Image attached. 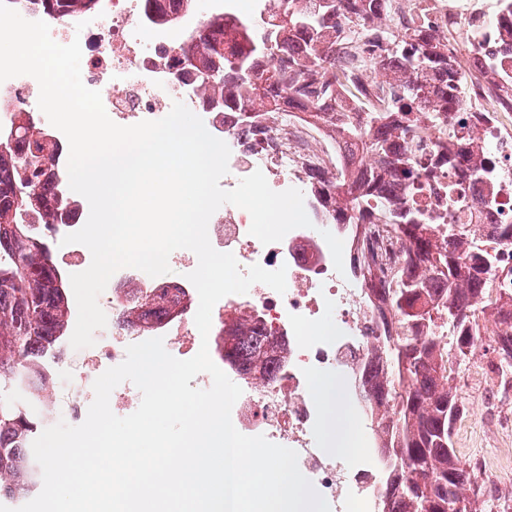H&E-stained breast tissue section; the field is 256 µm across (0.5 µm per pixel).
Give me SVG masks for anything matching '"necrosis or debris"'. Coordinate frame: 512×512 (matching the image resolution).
<instances>
[{
    "mask_svg": "<svg viewBox=\"0 0 512 512\" xmlns=\"http://www.w3.org/2000/svg\"><path fill=\"white\" fill-rule=\"evenodd\" d=\"M28 20H44L52 39L62 45L79 41L82 47V80L100 91L103 106L116 124L129 126L143 120L165 117L174 102L180 101L198 115L207 131L230 148L228 172L220 181L224 189L262 171L275 191L304 189L305 169L330 171L338 162L336 145L324 130L309 124L300 113L288 121L279 115L264 114L255 121L253 133L241 134L223 113L210 112L199 104V89L183 77L181 49L190 45L199 26L216 10L221 0H192L180 5L171 21L152 18L146 0H100L98 8L82 18L62 21L48 18L34 7H22L20 0H6ZM86 27H79V20ZM39 85L30 76L10 78L0 83V131L9 132L16 123L17 109H24L38 121L52 140L66 144L65 135L52 126L40 111ZM485 147L483 159L499 183L496 203L472 210L483 193L481 182L471 179L461 167L447 163L460 144L449 137L447 152L429 145L418 153L421 167L431 169L430 178L419 179L412 199L427 211L448 205L447 191H455L470 202L459 221L467 228L483 224L512 222V113L489 112L476 129ZM76 211L66 224L56 225L52 237L56 254L65 273L72 274L90 265L91 253L81 244H64L66 235L83 227L89 204L76 196ZM250 214L231 204L213 215L208 235L213 248L235 256L241 269L260 265L267 270L286 268L287 289L277 293L262 283L253 284L244 294H231L213 308L212 323H230L245 314L259 313L268 333L288 339V352L281 358L277 377L266 388L254 379L227 369L242 395L234 404L231 419L247 436L262 435L269 441L291 448L298 454L301 473L331 512H378L380 487L378 467L372 456L361 455L346 461L329 442L336 423L329 420L310 380L323 376L348 386L358 406L370 402L368 363L370 341L380 335L382 325L373 304L372 287H394V276L403 256L398 239L386 227H351L341 234L332 224L296 228L278 242L262 244L250 235ZM373 269L372 279H364L363 264ZM198 264L192 251L178 249L169 256V273L152 277L143 271L124 267L112 277L98 303L107 316L99 329L98 343L87 350L80 362L46 356L43 365L58 382L53 397L60 408L56 420L81 424L94 399L93 383L104 369L119 365L128 345L140 342V333L123 322L128 302L119 288L134 283L138 288L176 290L183 310L155 329L166 350L186 360L198 352L201 336L195 325L198 293L187 275Z\"/></svg>",
    "mask_w": 512,
    "mask_h": 512,
    "instance_id": "necrosis-or-debris-1",
    "label": "necrosis or debris"
}]
</instances>
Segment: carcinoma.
I'll list each match as a JSON object with an SVG mask.
<instances>
[{"label": "carcinoma", "mask_w": 512, "mask_h": 512, "mask_svg": "<svg viewBox=\"0 0 512 512\" xmlns=\"http://www.w3.org/2000/svg\"><path fill=\"white\" fill-rule=\"evenodd\" d=\"M49 14L73 17L96 0H29ZM389 0H255L257 18L229 7L211 16L195 35L200 50L184 58L211 76L197 82L201 98L219 97L218 112H232L247 126L257 112H301L310 123L350 149L353 162L334 176H313L310 206L329 224H385L405 243L407 254L396 286L379 294V308L392 327L374 337L372 354L385 361L372 369L370 417L381 475L382 512H481L476 468L454 448L464 409L450 386V358L471 354L479 336L478 314L497 326L502 350L512 349V289L487 295L494 278L512 281V265L499 249L512 244V223L487 224L482 241L448 217H432L410 197V147L466 128L475 108L457 95L465 78L454 38L417 16L401 23ZM466 37L468 52H488L480 71L493 84L512 86V68L496 60L498 36ZM16 134L0 139V494L26 496L42 487L40 466L29 448L40 420L21 400L39 401L51 377L36 368L73 328L67 284L53 261L47 238L25 217L50 226L56 210L72 202L59 189L54 158L59 148L29 113L18 111ZM474 142L463 155L467 171L496 185ZM180 301L165 289L136 296L128 325L148 330L176 311ZM457 322H448V308ZM224 363L245 374L276 348L252 319L224 326Z\"/></svg>", "instance_id": "1"}]
</instances>
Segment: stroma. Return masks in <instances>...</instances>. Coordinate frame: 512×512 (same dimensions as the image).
Masks as SVG:
<instances>
[{"mask_svg": "<svg viewBox=\"0 0 512 512\" xmlns=\"http://www.w3.org/2000/svg\"><path fill=\"white\" fill-rule=\"evenodd\" d=\"M494 346V336H479L468 359L455 363L452 381L464 407L454 446L476 466L487 512L503 502L512 505V477L498 471L512 459V378L500 379Z\"/></svg>", "mask_w": 512, "mask_h": 512, "instance_id": "35a3bbf8", "label": "stroma"}]
</instances>
